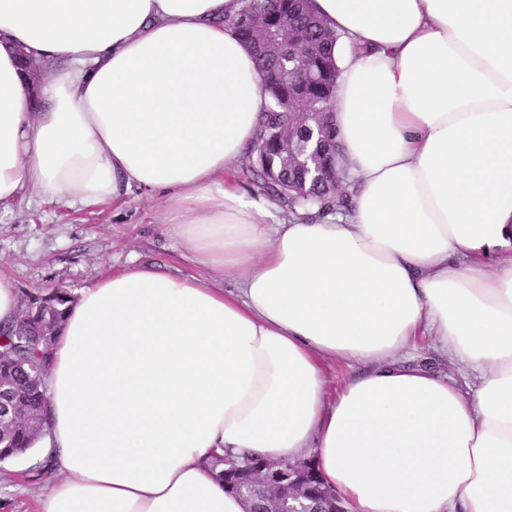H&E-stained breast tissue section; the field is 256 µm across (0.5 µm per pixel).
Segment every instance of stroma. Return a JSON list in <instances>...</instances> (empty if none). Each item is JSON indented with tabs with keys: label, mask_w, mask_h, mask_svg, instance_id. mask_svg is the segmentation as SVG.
<instances>
[{
	"label": "stroma",
	"mask_w": 512,
	"mask_h": 512,
	"mask_svg": "<svg viewBox=\"0 0 512 512\" xmlns=\"http://www.w3.org/2000/svg\"><path fill=\"white\" fill-rule=\"evenodd\" d=\"M160 200L131 191L116 204L71 209L31 199L0 214V273L20 295L63 288L79 295L130 262L194 272L188 253L165 233ZM26 457L0 462V512H35L43 486L24 480Z\"/></svg>",
	"instance_id": "obj_1"
}]
</instances>
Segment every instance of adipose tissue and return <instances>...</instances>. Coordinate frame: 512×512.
Masks as SVG:
<instances>
[{"mask_svg": "<svg viewBox=\"0 0 512 512\" xmlns=\"http://www.w3.org/2000/svg\"><path fill=\"white\" fill-rule=\"evenodd\" d=\"M234 2L0 0V206L158 194L197 268L67 307L39 512H246L227 452L311 456L350 512H512V0H313L350 199L313 222L236 177L267 99Z\"/></svg>", "mask_w": 512, "mask_h": 512, "instance_id": "1", "label": "adipose tissue"}]
</instances>
